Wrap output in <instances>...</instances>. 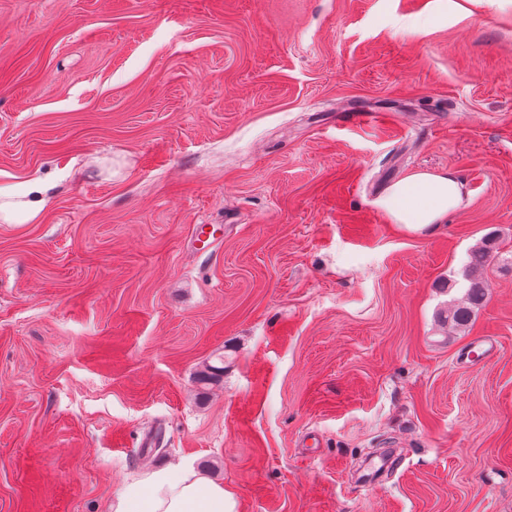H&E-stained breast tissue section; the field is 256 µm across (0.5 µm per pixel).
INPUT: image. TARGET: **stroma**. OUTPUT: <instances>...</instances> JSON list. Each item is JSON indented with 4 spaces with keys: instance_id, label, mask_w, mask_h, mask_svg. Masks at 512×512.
<instances>
[{
    "instance_id": "stroma-1",
    "label": "stroma",
    "mask_w": 512,
    "mask_h": 512,
    "mask_svg": "<svg viewBox=\"0 0 512 512\" xmlns=\"http://www.w3.org/2000/svg\"><path fill=\"white\" fill-rule=\"evenodd\" d=\"M415 169L470 191L432 232L376 205ZM31 181L0 512H108L168 463L234 512H512V0H0V186ZM494 249H496L495 240L487 238L471 251L467 265L471 273L466 277L468 282L466 292L460 302L448 307V317L445 316L444 319V323H448L451 329L464 332L470 326L476 312L482 308L486 286L474 273L477 269L486 266L498 253L493 252ZM500 355L498 345L488 337H482L472 343L467 357L472 363H487Z\"/></svg>"
}]
</instances>
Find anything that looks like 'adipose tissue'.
<instances>
[{"label":"adipose tissue","mask_w":512,"mask_h":512,"mask_svg":"<svg viewBox=\"0 0 512 512\" xmlns=\"http://www.w3.org/2000/svg\"><path fill=\"white\" fill-rule=\"evenodd\" d=\"M469 192L450 170H414L388 185L376 205L390 223L410 231L436 230L462 209ZM109 512H233L223 484L185 464L135 473L112 499Z\"/></svg>","instance_id":"adipose-tissue-1"}]
</instances>
